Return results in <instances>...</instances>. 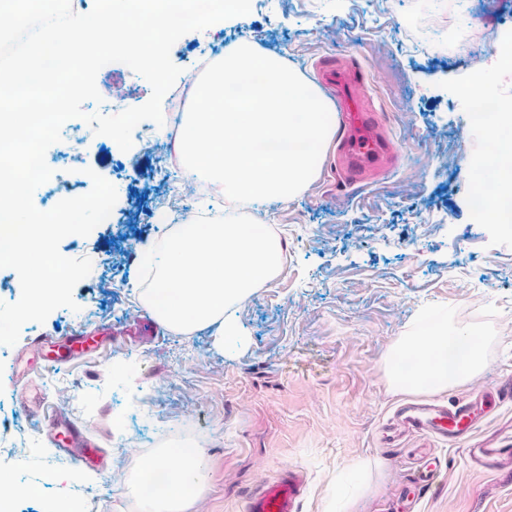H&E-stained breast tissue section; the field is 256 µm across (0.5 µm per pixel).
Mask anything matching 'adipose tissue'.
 <instances>
[{
  "mask_svg": "<svg viewBox=\"0 0 512 512\" xmlns=\"http://www.w3.org/2000/svg\"><path fill=\"white\" fill-rule=\"evenodd\" d=\"M495 138L497 151L474 173L476 187L494 180L495 193L487 207L502 210L512 203V113L488 114L484 123ZM486 361L475 338L457 344L447 327L419 325L405 337L386 361L391 386L404 393H438L470 380ZM204 453L197 443H179L151 456L138 457L132 467L131 488L145 512H186L206 488Z\"/></svg>",
  "mask_w": 512,
  "mask_h": 512,
  "instance_id": "adipose-tissue-1",
  "label": "adipose tissue"
}]
</instances>
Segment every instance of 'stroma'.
<instances>
[{
	"mask_svg": "<svg viewBox=\"0 0 512 512\" xmlns=\"http://www.w3.org/2000/svg\"><path fill=\"white\" fill-rule=\"evenodd\" d=\"M512 32V0H258L246 15L181 36L170 58L177 85L197 83V61L248 44L315 84L320 57L365 63L386 75L373 94L398 166L377 187L346 186L330 170L329 141L307 184L289 200L259 201L258 223L288 243L278 271L229 313L245 337L222 350L213 329L186 334L147 308L140 250L175 231L182 218L166 203L189 170L166 174L156 157L165 127L146 121L156 145L116 150L88 132L73 162L56 171L67 194L82 196L99 174L117 190L111 223L59 244L89 258L73 289L75 309L26 323L18 343L0 345V476L38 498L17 512H58L82 498L91 512H141L129 490L132 465L154 440L196 436L205 451L204 494L188 512H245L257 486L291 468L305 476L298 512H402L403 496L425 460L440 476L419 512H512V465L483 473L468 465L478 442L512 443V404L483 420L470 438L426 442L383 429L404 402L385 370L388 353L423 312L449 313L455 331L477 332L487 363L471 381L434 394L448 403L495 387L512 374V233L476 219L471 170L485 134L469 120L459 88L484 75L512 106V68L499 66L495 34ZM106 112L121 98L143 105L150 84L120 64L96 76ZM108 341L84 359L76 339ZM49 340L36 349L34 339ZM53 406L87 428L101 457L77 465L29 410Z\"/></svg>",
	"mask_w": 512,
	"mask_h": 512,
	"instance_id": "stroma-1",
	"label": "stroma"
}]
</instances>
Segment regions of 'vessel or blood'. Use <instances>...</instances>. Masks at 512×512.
Masks as SVG:
<instances>
[{"label":"vessel or blood","mask_w":512,"mask_h":512,"mask_svg":"<svg viewBox=\"0 0 512 512\" xmlns=\"http://www.w3.org/2000/svg\"><path fill=\"white\" fill-rule=\"evenodd\" d=\"M316 74L336 100L342 135L334 165L341 182L348 186L378 184L396 167L399 148L384 133L367 71L361 63L325 56L317 61ZM510 398L511 376L466 401L402 405L395 420L405 432L454 442L471 436L482 419ZM469 454L476 468L485 473L496 472L512 460V450L498 446L473 448ZM303 485L299 470H287L278 480L253 491L246 512H296Z\"/></svg>","instance_id":"vessel-or-blood-1"}]
</instances>
